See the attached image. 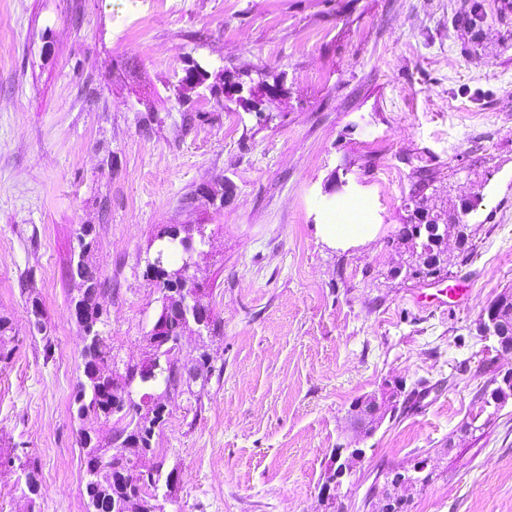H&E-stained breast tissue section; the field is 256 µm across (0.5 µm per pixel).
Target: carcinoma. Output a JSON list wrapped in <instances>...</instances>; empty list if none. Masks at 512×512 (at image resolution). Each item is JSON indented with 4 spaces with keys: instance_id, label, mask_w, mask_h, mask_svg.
<instances>
[{
    "instance_id": "cac0c4a2",
    "label": "carcinoma",
    "mask_w": 512,
    "mask_h": 512,
    "mask_svg": "<svg viewBox=\"0 0 512 512\" xmlns=\"http://www.w3.org/2000/svg\"><path fill=\"white\" fill-rule=\"evenodd\" d=\"M444 263L445 259L441 258L429 264L417 253L408 262L406 273L422 278L440 277L445 272ZM71 277L79 279L78 295L71 297V304H82L83 320L98 327L103 319L102 313L95 311L93 297L104 291L105 285L98 268L94 266L82 271L75 267L71 269ZM82 359L83 371L77 383L74 406L80 422L78 441L84 452L86 512H153L156 494L174 495L178 473L175 468L166 472L164 463H157L154 487L138 483L131 474L139 461L154 455L156 438L167 422L165 404H155L149 415L142 412L140 395L178 382L177 361L163 359L160 367L148 373L139 372L127 364L120 372L116 370L112 346L101 336L93 346L82 349ZM210 360L209 353L200 354L196 372H188L186 379L178 382L179 393L192 392V385L199 379L204 384L208 382V378L201 377V372L209 368ZM98 369L136 377L138 393L131 396L124 388L114 387L110 382L99 383L95 377ZM102 420L112 422L117 443H112L110 437L103 439L99 436L96 425ZM5 465L16 468L24 477V486L18 487L22 496L29 499L40 495L41 481L34 461L27 456L23 458L0 451V466Z\"/></svg>"
}]
</instances>
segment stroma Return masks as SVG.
<instances>
[{"label":"stroma","instance_id":"1","mask_svg":"<svg viewBox=\"0 0 512 512\" xmlns=\"http://www.w3.org/2000/svg\"><path fill=\"white\" fill-rule=\"evenodd\" d=\"M195 62L279 88L259 112L177 92ZM354 198L379 229L343 249L325 225ZM442 209L463 213L466 250L449 246L443 281L406 278L400 230ZM82 224L121 365L159 306L155 234L209 238L196 276L221 327L182 339V364L206 352L212 370L168 406L163 512H320L333 448L360 441L352 403L388 380L431 391L364 440L345 512L419 453L431 478L409 512H512V401L477 397L512 354L476 330L512 292V0H0V445L42 484L28 504L0 467V512H85ZM459 280L466 307L414 300Z\"/></svg>","mask_w":512,"mask_h":512}]
</instances>
